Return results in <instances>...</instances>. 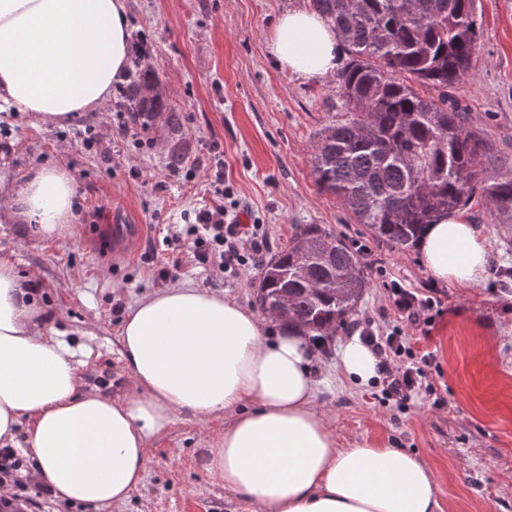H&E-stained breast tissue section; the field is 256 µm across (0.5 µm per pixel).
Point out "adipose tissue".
<instances>
[{
  "mask_svg": "<svg viewBox=\"0 0 512 512\" xmlns=\"http://www.w3.org/2000/svg\"><path fill=\"white\" fill-rule=\"evenodd\" d=\"M336 30L307 9L283 13L268 42L278 63L310 79L332 74ZM130 61L127 0H0V103L60 126L103 106ZM74 178L32 168L6 218L51 239L76 218ZM418 248L433 281L484 274L486 239L466 217H439ZM36 275L0 255V446L19 449L53 497L119 508L142 481L149 443L175 413L220 418L207 470L250 512H438L431 472L401 448L343 447L316 404L305 331L267 323L224 294L189 286L138 300L122 324L130 392L81 386L78 347L48 325ZM381 358L359 336L339 347L343 377L379 378Z\"/></svg>",
  "mask_w": 512,
  "mask_h": 512,
  "instance_id": "1",
  "label": "adipose tissue"
}]
</instances>
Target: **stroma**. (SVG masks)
Here are the masks:
<instances>
[{
  "label": "stroma",
  "instance_id": "obj_1",
  "mask_svg": "<svg viewBox=\"0 0 512 512\" xmlns=\"http://www.w3.org/2000/svg\"><path fill=\"white\" fill-rule=\"evenodd\" d=\"M130 41L159 69L179 116L120 136L112 104L62 126L34 123L0 108V204L36 165H59L74 176L77 205L71 231L42 239L26 225L0 223V255L19 274L38 272L39 303L49 324L86 344L80 373L115 394L130 390L119 334L127 311L164 288L155 271L169 264L175 282L235 298L254 309L260 269L239 277L196 264L167 246L168 235L194 223L202 206L221 204L215 171L234 187L239 209L265 225L270 254L307 224H319L357 252L368 286L356 311L314 354L316 402L346 447L402 448L429 466L441 512H512V216L484 203L465 210L487 240L490 257L476 283H434L416 248L374 237L313 179L315 133L335 121L342 99L334 78L308 79L279 65L267 50L278 17L307 0H127ZM477 50L469 80L452 94L466 126L487 142L488 170L512 168V0H475ZM95 130L112 159L80 149ZM183 162L172 167V154ZM440 300L429 323L407 326L418 347L434 353L429 388L404 405L381 401L380 386H356L338 366V349L358 323L386 334L399 323L387 282ZM216 422L175 414L149 449L143 480L123 512H250L206 469Z\"/></svg>",
  "mask_w": 512,
  "mask_h": 512
}]
</instances>
